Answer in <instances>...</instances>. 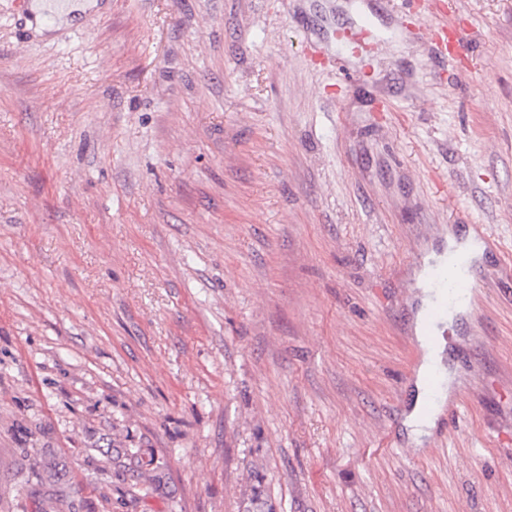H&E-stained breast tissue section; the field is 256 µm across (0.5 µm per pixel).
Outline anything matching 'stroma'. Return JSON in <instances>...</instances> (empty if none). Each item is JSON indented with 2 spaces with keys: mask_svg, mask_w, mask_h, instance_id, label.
Masks as SVG:
<instances>
[{
  "mask_svg": "<svg viewBox=\"0 0 512 512\" xmlns=\"http://www.w3.org/2000/svg\"><path fill=\"white\" fill-rule=\"evenodd\" d=\"M0 0V512H512V0L333 92L327 0ZM483 224L462 398L408 418L436 232ZM163 459L136 498L112 451ZM424 29L421 45L428 54L448 57V62H453L465 53L467 38L456 24L446 21L427 23Z\"/></svg>",
  "mask_w": 512,
  "mask_h": 512,
  "instance_id": "stroma-1",
  "label": "stroma"
}]
</instances>
